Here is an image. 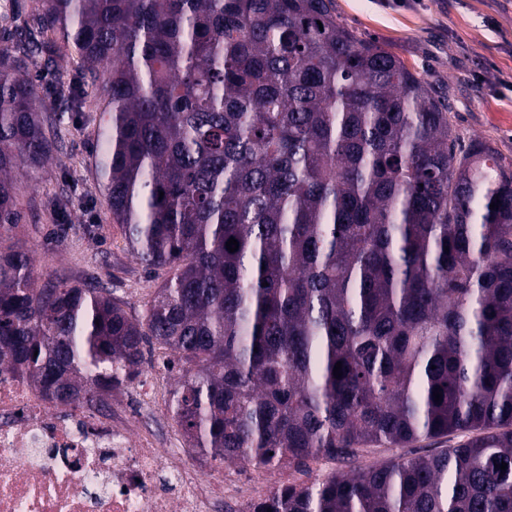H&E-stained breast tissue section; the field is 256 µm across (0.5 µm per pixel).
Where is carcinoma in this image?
Instances as JSON below:
<instances>
[{
  "mask_svg": "<svg viewBox=\"0 0 512 512\" xmlns=\"http://www.w3.org/2000/svg\"><path fill=\"white\" fill-rule=\"evenodd\" d=\"M0 41V363L97 406L154 342L190 447L257 468L472 434L248 512H512V170L445 94L334 0H41ZM60 41L71 104L108 97L112 220L168 272L138 318L12 241L20 170L56 149L27 61Z\"/></svg>",
  "mask_w": 512,
  "mask_h": 512,
  "instance_id": "cac0c4a2",
  "label": "carcinoma"
}]
</instances>
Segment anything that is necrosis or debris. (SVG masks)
Here are the masks:
<instances>
[{"instance_id":"4bbe7bcc","label":"necrosis or debris","mask_w":512,"mask_h":512,"mask_svg":"<svg viewBox=\"0 0 512 512\" xmlns=\"http://www.w3.org/2000/svg\"><path fill=\"white\" fill-rule=\"evenodd\" d=\"M238 489L136 418L49 400L0 368V512H216Z\"/></svg>"}]
</instances>
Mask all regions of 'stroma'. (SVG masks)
<instances>
[{"mask_svg": "<svg viewBox=\"0 0 512 512\" xmlns=\"http://www.w3.org/2000/svg\"><path fill=\"white\" fill-rule=\"evenodd\" d=\"M336 12L348 28L386 46L411 71L446 85L461 142H489L512 167V0H336ZM28 67L50 88L42 112L60 150L23 179L16 238L34 250L39 276L98 278L129 314L141 315L166 273H147L112 222L98 174L105 98L91 92L83 109H73L68 85L81 63L65 48H58L55 66L36 60ZM62 196L69 203V228L60 234L52 203ZM348 470L346 463L321 457L309 460L306 472L267 470L255 482L250 466L240 468L260 496L282 484H308Z\"/></svg>", "mask_w": 512, "mask_h": 512, "instance_id": "obj_1", "label": "stroma"}]
</instances>
